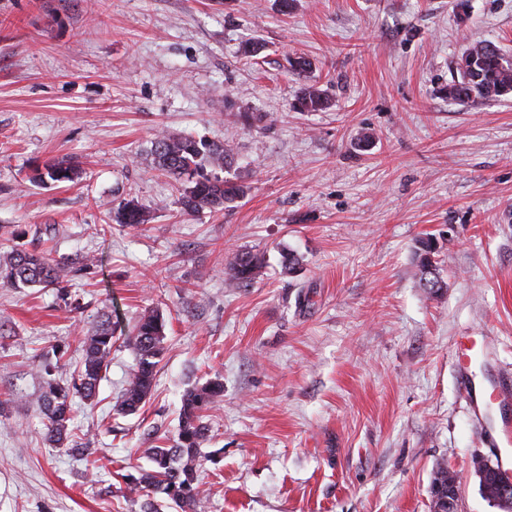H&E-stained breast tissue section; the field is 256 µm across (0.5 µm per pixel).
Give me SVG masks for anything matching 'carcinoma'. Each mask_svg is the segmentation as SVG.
Masks as SVG:
<instances>
[{"mask_svg":"<svg viewBox=\"0 0 512 512\" xmlns=\"http://www.w3.org/2000/svg\"><path fill=\"white\" fill-rule=\"evenodd\" d=\"M512 93V62L492 42L467 46L458 57L455 75L446 87V96L458 104L494 101ZM330 100L325 91L307 83L295 95L293 108L300 112L327 109ZM155 169L173 177L179 184V204L183 213L191 215L204 210L217 212L242 198L243 185L227 180L213 169H222L233 161L232 150L188 134L159 132L150 149ZM36 179L71 182L78 169L65 157L46 161L35 169ZM148 213L133 200L113 210L117 224L135 225L148 221ZM438 250L433 238L418 242L415 260L422 286L437 293L447 287L438 268ZM266 267L264 255L248 248L236 250L226 267L228 280L237 288H249L260 279ZM73 267L51 260L36 251L13 249L0 255V282L16 288H54L68 294ZM165 320L159 312L148 310L137 321L129 342L136 350V364L121 394L120 411L135 413L151 395L157 367L166 340ZM116 341L112 318L95 323L79 337L81 358L77 370L65 383L47 382L42 401L44 436L50 444L65 448L71 436V404L74 397L92 401L103 374L109 366L112 346ZM224 392L223 383L215 378L187 391L183 397L179 427L174 443L147 449L151 468L139 475L123 476L131 498L140 502L141 512H163V499L193 509L204 493L197 458L200 447L209 438L204 422ZM503 482L488 472L482 496L498 506Z\"/></svg>","mask_w":512,"mask_h":512,"instance_id":"1","label":"carcinoma"}]
</instances>
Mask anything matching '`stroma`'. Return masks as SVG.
<instances>
[{
  "instance_id": "obj_1",
  "label": "stroma",
  "mask_w": 512,
  "mask_h": 512,
  "mask_svg": "<svg viewBox=\"0 0 512 512\" xmlns=\"http://www.w3.org/2000/svg\"><path fill=\"white\" fill-rule=\"evenodd\" d=\"M478 41L512 53V0H0V226L11 247L98 259L65 299L0 284V512H139L123 474L149 469L184 393L215 377L195 512H430L439 462L460 475L457 512H498L473 462L501 453L454 358L482 336L474 376L512 369V95H444ZM304 82L329 109H293ZM161 131L231 144L222 175L246 195L183 214L152 165ZM61 156L78 179L31 181ZM131 198L149 223L113 224ZM429 234L437 294L413 260ZM240 248L268 262L250 288L224 273ZM147 309L165 350L123 415ZM107 317L117 341L93 403L72 404L73 456L44 438L38 371L68 378L81 329Z\"/></svg>"
}]
</instances>
